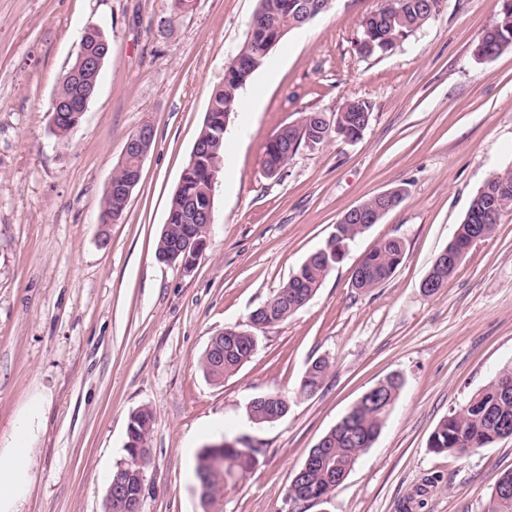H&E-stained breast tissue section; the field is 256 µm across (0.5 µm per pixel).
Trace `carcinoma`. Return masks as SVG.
<instances>
[{
  "mask_svg": "<svg viewBox=\"0 0 512 512\" xmlns=\"http://www.w3.org/2000/svg\"><path fill=\"white\" fill-rule=\"evenodd\" d=\"M440 0H382L380 7L361 23V39H370L369 54L381 52L388 45L396 46L421 28L437 13ZM299 0H258L250 23L254 25L251 37H245L235 58L239 66L231 77L213 90L207 116L199 134L202 154L193 162L192 175L185 184L177 186L169 204L171 222L164 225L157 243L156 256L163 260L175 252L189 237L199 241L207 239L209 225L194 220V214L207 207L214 197L215 184L209 176L214 159H224V115L233 112L239 92L263 64L262 39L268 32L264 26L273 16L280 28L290 32L308 24L300 14ZM109 42L99 28L87 30L83 43L86 53L97 54ZM512 47V0H501L500 16L479 39L475 53L481 58H493ZM71 68L77 70L81 83L61 79L54 98L59 100L80 98V85H98L100 74L87 70L79 62ZM372 112L370 102L363 99L346 101L333 114L322 111L301 113L300 119L278 131L265 144L264 164L269 175L284 167L299 147L311 140L320 145L332 137H352L361 128L363 113ZM512 209V167L492 172L473 197L462 224L458 225L454 241L448 247L456 261L434 262L428 277L433 295L445 287L458 268V263L471 249L477 235L490 237L501 214ZM367 224H338L326 243L311 253L293 272L279 291L263 305L259 322L275 325L286 320L314 296L323 280L338 263L349 242L363 234ZM405 245L398 238L382 240L368 252L355 273L352 287L365 291L387 280L402 262ZM218 345L224 353L206 351L201 360L203 373L210 379L221 381L235 375L254 356L258 336L247 330L243 336H220ZM330 362L317 358L308 365L300 386V394L312 396L323 386L330 371ZM512 366L500 370L487 386L474 392L466 404L444 417L429 438V448L435 452L466 454L470 449L487 448L501 439L512 437ZM402 387L401 380L391 376L380 383L372 395L361 399L315 445L317 453L309 463L302 480H292L288 499L303 505L315 498L329 496L349 475L357 461L367 453L378 438L387 405L395 402ZM288 413V395L279 392L263 395V401L249 413L250 420L262 424L272 423ZM156 424L154 413L148 408L133 412L127 428L126 447L136 449L132 456L148 453L150 435ZM258 448L221 447L202 449L197 457L196 471L205 487L204 503L215 508L224 501L227 487L241 478L251 467ZM485 512H512V470L499 474L485 508Z\"/></svg>",
  "mask_w": 512,
  "mask_h": 512,
  "instance_id": "carcinoma-1",
  "label": "carcinoma"
}]
</instances>
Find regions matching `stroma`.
<instances>
[{"label":"stroma","mask_w":512,"mask_h":512,"mask_svg":"<svg viewBox=\"0 0 512 512\" xmlns=\"http://www.w3.org/2000/svg\"><path fill=\"white\" fill-rule=\"evenodd\" d=\"M257 0H0V451L27 428V492L14 512H104L105 474L127 457L133 411L156 426L142 512H204L196 473L221 440L257 449L223 512H291L288 488L309 451L370 389L403 380L369 452L306 512H484L512 439L465 454L429 437L512 364V210L433 296L422 282L494 170L512 165V48L477 58L499 0H442L393 50L361 55L362 20L380 0H334L290 32L240 91L225 135L214 222L192 272L159 262L169 199L202 128L214 85L243 42ZM112 45L98 91L65 141L49 103L85 29ZM372 105L357 141L300 147L267 175L265 144L302 113ZM155 141L124 216L101 200L130 133ZM404 200L350 243L315 296L258 330L241 370L218 384L200 368L213 336L246 328L342 215L392 188ZM405 257L376 288L351 286L379 241ZM321 390L299 388L316 358ZM290 408L252 423L254 397ZM437 484H428V477ZM331 365L325 358H316L308 365L300 386V395L312 396L323 386ZM258 398H265L252 409L255 399L247 404L249 418L255 423H272L284 417L288 412V395L279 392L267 393ZM252 410V411H251Z\"/></svg>","instance_id":"obj_1"}]
</instances>
